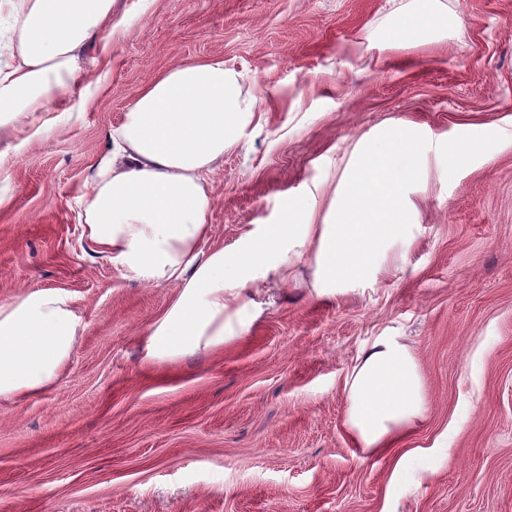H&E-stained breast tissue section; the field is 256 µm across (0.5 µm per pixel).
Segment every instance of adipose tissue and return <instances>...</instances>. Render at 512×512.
<instances>
[{
	"label": "adipose tissue",
	"instance_id": "adipose-tissue-1",
	"mask_svg": "<svg viewBox=\"0 0 512 512\" xmlns=\"http://www.w3.org/2000/svg\"><path fill=\"white\" fill-rule=\"evenodd\" d=\"M16 5L18 54L0 69V142L9 123L42 112L88 78L82 44L112 23V0H0ZM457 18L420 0L383 38L387 48L443 41ZM223 60L174 65L153 77L113 128L112 148L86 205L85 234L132 278L167 284L176 295L145 340L152 361L220 351L250 333L273 288L301 285L316 297L376 287L404 270L421 237L412 193L429 177L435 140L402 124L361 138L332 198L321 185L286 201L279 223L263 224L233 251L203 250L210 176L239 131L258 117ZM80 316L58 288L28 289L0 304V401L18 402L54 384L70 360ZM345 426L363 452L386 451L429 410L426 381L411 345L385 329L345 378Z\"/></svg>",
	"mask_w": 512,
	"mask_h": 512
}]
</instances>
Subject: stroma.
<instances>
[{"label": "stroma", "mask_w": 512, "mask_h": 512, "mask_svg": "<svg viewBox=\"0 0 512 512\" xmlns=\"http://www.w3.org/2000/svg\"><path fill=\"white\" fill-rule=\"evenodd\" d=\"M440 43L379 52L415 0H115V33L80 48L91 79L31 115L0 163V304L60 288L82 327L44 391L0 402V512H512V0H441ZM223 59L269 90L208 183L207 247L278 223L288 197L333 194L339 164L384 123L481 152L454 181L442 153L413 196L407 268L361 294L280 289L250 334L174 363L143 339L174 290L124 275L84 233L109 134L156 74ZM426 378V420L363 454L344 380L385 327Z\"/></svg>", "instance_id": "obj_1"}]
</instances>
